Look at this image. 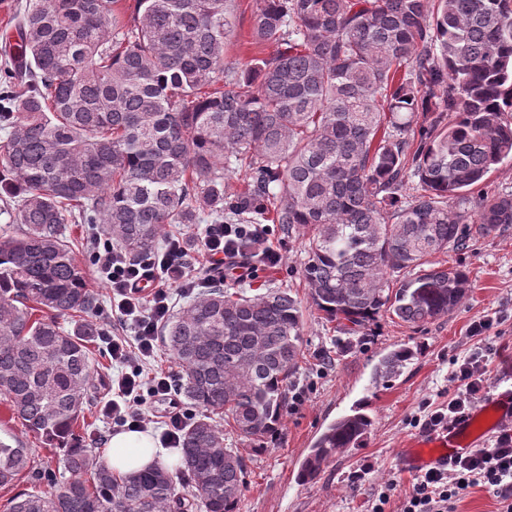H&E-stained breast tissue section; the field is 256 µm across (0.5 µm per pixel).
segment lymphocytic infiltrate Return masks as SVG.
Returning a JSON list of instances; mask_svg holds the SVG:
<instances>
[{"label":"lymphocytic infiltrate","instance_id":"obj_1","mask_svg":"<svg viewBox=\"0 0 512 512\" xmlns=\"http://www.w3.org/2000/svg\"><path fill=\"white\" fill-rule=\"evenodd\" d=\"M270 233L265 224H209L204 229L201 247L210 256L209 266L196 276L187 273L188 242L178 236L168 237L162 252L146 262H134L110 246L95 253L101 280L112 291V302L122 322L131 333L115 336L103 332L113 364L123 372L112 383V399L103 408L104 415L117 424L143 427L147 421V397L163 398L171 391L169 377L147 378L143 365L158 350L156 330L172 311L170 286L190 293L206 287L215 276L232 268L239 279L253 277L256 262L275 266L281 261L278 251L266 247ZM155 282L149 309H142L138 297L141 282ZM494 325L487 318L473 322L469 334L476 347L449 363L448 380L455 392L448 403L424 404L423 423L433 431L448 429L466 420L476 402L484 398L488 383V356L491 348L486 334ZM484 487L496 495L500 512H512V424L499 427L487 448L449 457L441 466L425 470L416 477L406 493L401 512H456V504L470 489Z\"/></svg>","mask_w":512,"mask_h":512}]
</instances>
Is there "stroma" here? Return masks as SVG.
Returning a JSON list of instances; mask_svg holds the SVG:
<instances>
[{
  "mask_svg": "<svg viewBox=\"0 0 512 512\" xmlns=\"http://www.w3.org/2000/svg\"><path fill=\"white\" fill-rule=\"evenodd\" d=\"M235 8L238 27L226 48L228 59L245 62L256 54L273 53L274 44L256 47L250 43L252 0H237ZM270 242L280 251L281 262L244 280V287L273 284L300 289L301 242L276 236ZM444 259L465 267L471 291L459 309L422 328L385 318L369 335L347 336L323 322L313 308H305L304 359L298 380L304 402L285 412L267 451L250 461L240 512H369L388 482L395 485L390 507L398 512L415 477L403 467L402 459L424 430L416 422L420 406L426 401L447 402L454 391L448 380L449 362L472 348L469 326L484 316L501 319L489 333L498 347L488 362L489 386L502 390L512 386V225L465 251L445 254ZM400 344L416 350V357L392 382L374 381L373 370L380 357ZM91 351L103 375L94 381L98 393L86 410L83 436L89 447L103 455L116 426L102 416L99 407L111 399L112 380L119 370L101 340H93ZM360 403L372 419L367 436L358 446L331 458L319 479L302 482L299 466L311 444L329 423L351 414ZM357 471L361 479L351 482Z\"/></svg>",
  "mask_w": 512,
  "mask_h": 512,
  "instance_id": "1",
  "label": "stroma"
}]
</instances>
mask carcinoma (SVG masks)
I'll return each instance as SVG.
<instances>
[{"instance_id": "obj_1", "label": "carcinoma", "mask_w": 512, "mask_h": 512, "mask_svg": "<svg viewBox=\"0 0 512 512\" xmlns=\"http://www.w3.org/2000/svg\"><path fill=\"white\" fill-rule=\"evenodd\" d=\"M235 0H27L0 33V397L47 448L0 439L10 512H239L297 383L303 302L340 333L457 309L466 270L434 261L512 224L487 189L512 158V0H254L253 43L226 60ZM272 224L304 241L291 288L216 280L158 328L180 368L178 474H119L83 444L98 299L62 225H101L140 260L168 227ZM71 322V327L63 321ZM413 357L383 356L378 379ZM254 441L232 448L224 425ZM372 420L330 423L299 476L318 479ZM70 479L56 486V466Z\"/></svg>"}]
</instances>
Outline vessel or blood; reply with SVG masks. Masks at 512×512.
<instances>
[{
	"label": "vessel or blood",
	"mask_w": 512,
	"mask_h": 512,
	"mask_svg": "<svg viewBox=\"0 0 512 512\" xmlns=\"http://www.w3.org/2000/svg\"><path fill=\"white\" fill-rule=\"evenodd\" d=\"M512 421V392L503 391L493 397L485 410L473 414L468 420L450 426L441 433L431 435L426 445L429 454H417L403 459L404 468L423 470L437 466L448 456L468 452L483 441L486 422Z\"/></svg>",
	"instance_id": "vessel-or-blood-1"
}]
</instances>
